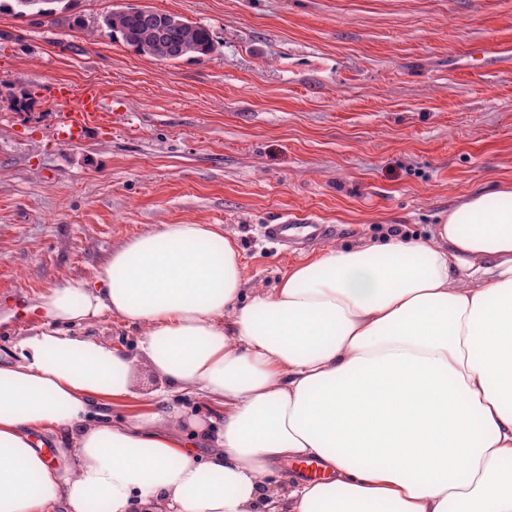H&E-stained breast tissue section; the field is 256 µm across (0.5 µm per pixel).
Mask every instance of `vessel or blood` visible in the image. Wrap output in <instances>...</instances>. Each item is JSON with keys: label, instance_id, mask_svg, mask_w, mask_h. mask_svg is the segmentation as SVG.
<instances>
[{"label": "vessel or blood", "instance_id": "1", "mask_svg": "<svg viewBox=\"0 0 512 512\" xmlns=\"http://www.w3.org/2000/svg\"><path fill=\"white\" fill-rule=\"evenodd\" d=\"M55 90L54 139L61 145H81L94 131L111 134L113 125L120 123L129 111V103L122 97L104 103L99 85L91 82L76 88L60 83ZM260 233L283 249L298 250L332 236L334 229L308 218H288L276 224L261 225Z\"/></svg>", "mask_w": 512, "mask_h": 512}]
</instances>
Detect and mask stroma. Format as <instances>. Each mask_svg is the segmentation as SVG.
<instances>
[{"label":"stroma","mask_w":512,"mask_h":512,"mask_svg":"<svg viewBox=\"0 0 512 512\" xmlns=\"http://www.w3.org/2000/svg\"><path fill=\"white\" fill-rule=\"evenodd\" d=\"M118 5L206 25L217 50L177 61L101 27ZM0 0V365L42 322L37 296L95 283L113 252L165 224H215L246 289L274 288L322 249L431 235L473 192L512 183V0H61L50 17ZM93 30L73 27L74 17ZM495 50L482 62L473 50ZM99 84L128 125L78 147L52 138L51 90ZM288 213L336 227L282 254L258 227ZM131 353L137 329L75 326ZM160 382L94 413L128 423Z\"/></svg>","instance_id":"35a3bbf8"}]
</instances>
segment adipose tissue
Returning a JSON list of instances; mask_svg holds the SVG:
<instances>
[{
  "instance_id": "ef3b65f1",
  "label": "adipose tissue",
  "mask_w": 512,
  "mask_h": 512,
  "mask_svg": "<svg viewBox=\"0 0 512 512\" xmlns=\"http://www.w3.org/2000/svg\"><path fill=\"white\" fill-rule=\"evenodd\" d=\"M244 282L218 228L166 224L96 285L39 294L43 323L0 366V512H512L511 186L468 195L430 238L332 247L270 291ZM107 316L139 329L137 355L66 330ZM142 362L164 408L92 420L91 398L131 397ZM174 393L222 406L221 425L171 434ZM35 431L69 433L73 460ZM284 458L331 483L271 482Z\"/></svg>"
}]
</instances>
